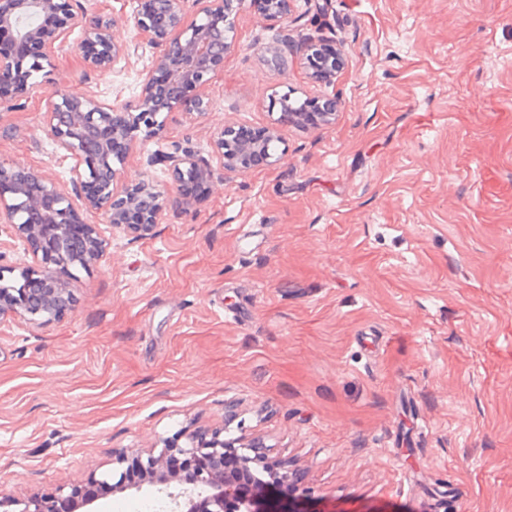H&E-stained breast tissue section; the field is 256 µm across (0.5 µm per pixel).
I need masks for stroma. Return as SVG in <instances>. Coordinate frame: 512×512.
I'll return each instance as SVG.
<instances>
[{"instance_id":"35a3bbf8","label":"stroma","mask_w":512,"mask_h":512,"mask_svg":"<svg viewBox=\"0 0 512 512\" xmlns=\"http://www.w3.org/2000/svg\"><path fill=\"white\" fill-rule=\"evenodd\" d=\"M129 61L87 72L79 33L33 79L109 105L140 93L152 50L133 0ZM299 22L244 4L204 93L157 116L120 184L164 180L150 155L211 159L224 126H278L277 160L173 194L152 235L113 231L73 266L75 310L0 317V493L24 500L118 476L115 453L187 430L260 439L298 470L296 512H512V0H297ZM285 34L344 45L334 82L278 68ZM339 102L335 123L279 125L273 99ZM48 99L0 108V159L69 185ZM0 234V281L35 266ZM236 406L225 418L226 403Z\"/></svg>"}]
</instances>
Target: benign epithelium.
Segmentation results:
<instances>
[{
    "label": "benign epithelium",
    "instance_id": "1",
    "mask_svg": "<svg viewBox=\"0 0 512 512\" xmlns=\"http://www.w3.org/2000/svg\"><path fill=\"white\" fill-rule=\"evenodd\" d=\"M296 0H264L259 13L269 20L292 17ZM196 17L187 20L184 0H142L132 17L137 34L154 49L138 98L114 108L91 93L69 90L48 92L31 79L39 60L47 59L63 46L68 33L80 32L85 67L90 71L113 68L129 57L128 46L118 41L111 24L88 17L87 9L72 0H0V106L19 100L49 99L51 136L64 156L76 160L72 168V191L34 169L0 160V224L25 243L33 257L41 260L38 270L22 277L43 285L29 294L24 288L0 287V315L19 316L32 324H46L74 310L76 298L65 279L69 265L99 262L106 242L83 212L102 211L112 230L149 235L165 209L167 188L178 191L196 181L214 178L213 165L186 151L167 155V180L160 184L143 179L117 189L122 161L140 139L158 130L157 114L191 102L204 113L209 102L203 95L212 76L224 67V57L235 47L234 20L245 0H198ZM306 51L310 78L329 85L345 63L343 47L336 56L324 53L322 45L309 42L301 48L285 37L268 48L282 70L288 56ZM279 122L303 129L331 126L336 120L334 97H323L295 108L283 100ZM280 139L275 127L257 131L225 126L212 138V153L226 173L245 172L269 164L270 143ZM185 445L168 443L159 453L135 461L136 472L126 471L112 484V491L142 490L147 485L166 500L167 512H295L264 492L271 482L260 443L246 451L232 450L222 432H192ZM85 491L75 486L68 494L58 491L34 495L21 501L19 512H94L95 497L78 503L68 499Z\"/></svg>",
    "mask_w": 512,
    "mask_h": 512
}]
</instances>
